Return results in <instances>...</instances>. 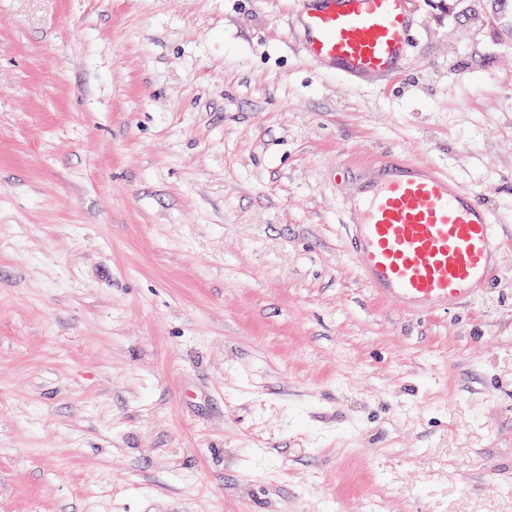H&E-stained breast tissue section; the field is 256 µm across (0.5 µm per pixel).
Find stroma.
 Wrapping results in <instances>:
<instances>
[{
	"instance_id": "stroma-1",
	"label": "stroma",
	"mask_w": 512,
	"mask_h": 512,
	"mask_svg": "<svg viewBox=\"0 0 512 512\" xmlns=\"http://www.w3.org/2000/svg\"><path fill=\"white\" fill-rule=\"evenodd\" d=\"M301 0H0V512H512V41L410 0L387 80ZM492 208L428 316L350 254L365 164Z\"/></svg>"
}]
</instances>
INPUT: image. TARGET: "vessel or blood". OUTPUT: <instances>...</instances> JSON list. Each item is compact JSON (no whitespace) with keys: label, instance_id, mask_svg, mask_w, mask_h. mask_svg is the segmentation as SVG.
I'll use <instances>...</instances> for the list:
<instances>
[{"label":"vessel or blood","instance_id":"obj_1","mask_svg":"<svg viewBox=\"0 0 512 512\" xmlns=\"http://www.w3.org/2000/svg\"><path fill=\"white\" fill-rule=\"evenodd\" d=\"M409 0H306L305 58L341 75L402 72L411 59ZM347 221L366 285L414 316L474 301L504 261V243L479 196L435 168L400 158L374 162L354 189Z\"/></svg>","mask_w":512,"mask_h":512}]
</instances>
